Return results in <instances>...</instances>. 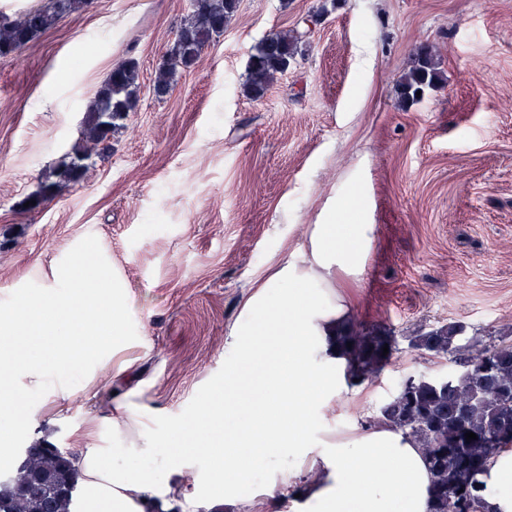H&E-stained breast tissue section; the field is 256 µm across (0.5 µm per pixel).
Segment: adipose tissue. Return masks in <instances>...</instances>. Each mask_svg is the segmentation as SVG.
Returning a JSON list of instances; mask_svg holds the SVG:
<instances>
[{
	"label": "adipose tissue",
	"instance_id": "adipose-tissue-1",
	"mask_svg": "<svg viewBox=\"0 0 512 512\" xmlns=\"http://www.w3.org/2000/svg\"><path fill=\"white\" fill-rule=\"evenodd\" d=\"M370 224L314 225L300 262L283 264L245 302L227 347L224 386L197 414L193 430L174 426L167 467L182 473L205 462L204 477L222 485L213 512L243 499L254 472L286 461L261 491V506L279 504L292 478L309 479L293 512H429L431 476L419 448L389 427L351 430L327 440L315 418L348 389L347 361L330 340L349 316L336 274L358 277L373 240ZM229 428L213 440V407ZM155 438L137 430L122 463L100 448L80 454L78 512H185L179 486L141 471ZM493 512H512V448L499 449L483 476Z\"/></svg>",
	"mask_w": 512,
	"mask_h": 512
}]
</instances>
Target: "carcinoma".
<instances>
[{
	"instance_id": "1",
	"label": "carcinoma",
	"mask_w": 512,
	"mask_h": 512,
	"mask_svg": "<svg viewBox=\"0 0 512 512\" xmlns=\"http://www.w3.org/2000/svg\"><path fill=\"white\" fill-rule=\"evenodd\" d=\"M83 4L84 0H51L47 7L0 21V58L21 53L61 16ZM237 10L238 0H193L192 12L156 71L158 94L168 93L178 74L198 62ZM306 36L296 28L276 31L255 47L244 85L247 97L264 96L276 75L288 69ZM137 80L133 64L112 70L86 107L81 142L73 146V157L51 172L53 180L43 182L39 201L82 177L83 161L134 108ZM444 83L435 52L423 45L401 77L399 101L413 102L419 99L417 91L440 89ZM462 331V325L450 322L414 337V349L445 357L455 369L443 381L409 377L377 408L378 422L399 430L420 448L433 482L430 512H492L481 475L497 449L512 446V345L496 346L476 338L465 342ZM387 344L391 337L374 327L355 325L339 331L336 345L348 359L349 382H363L382 371L393 353L390 349L383 355ZM469 431L477 439L468 443L465 433ZM22 457V468L0 476V512H74L75 454L38 444L23 449Z\"/></svg>"
}]
</instances>
